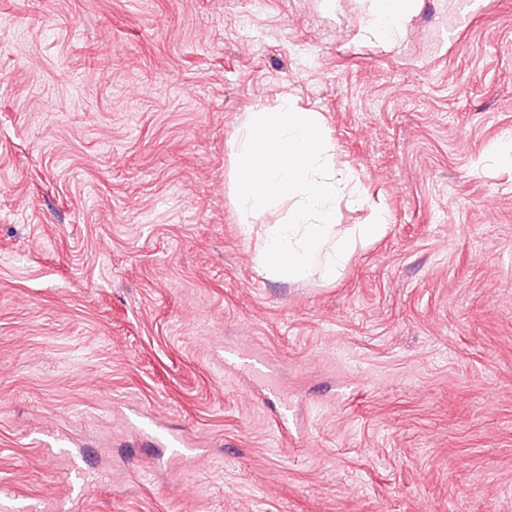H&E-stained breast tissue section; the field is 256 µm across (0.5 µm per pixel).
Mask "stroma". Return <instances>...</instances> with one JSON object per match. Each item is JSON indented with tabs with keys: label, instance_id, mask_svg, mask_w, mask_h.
I'll use <instances>...</instances> for the list:
<instances>
[{
	"label": "stroma",
	"instance_id": "obj_1",
	"mask_svg": "<svg viewBox=\"0 0 512 512\" xmlns=\"http://www.w3.org/2000/svg\"><path fill=\"white\" fill-rule=\"evenodd\" d=\"M371 5L0 0L14 512H512V0L445 43L450 0L393 39ZM285 105L358 175L336 223L390 215L333 279L260 272L234 202L232 141ZM175 436L207 445L151 469Z\"/></svg>",
	"mask_w": 512,
	"mask_h": 512
}]
</instances>
